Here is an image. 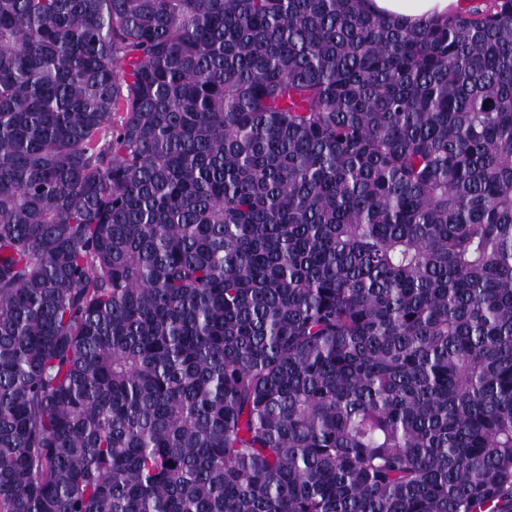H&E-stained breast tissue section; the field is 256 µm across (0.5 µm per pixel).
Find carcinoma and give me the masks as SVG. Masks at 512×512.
<instances>
[{
	"instance_id": "obj_1",
	"label": "carcinoma",
	"mask_w": 512,
	"mask_h": 512,
	"mask_svg": "<svg viewBox=\"0 0 512 512\" xmlns=\"http://www.w3.org/2000/svg\"><path fill=\"white\" fill-rule=\"evenodd\" d=\"M0 0V512H512V0ZM462 0H362L361 6L377 16L412 27L425 18L447 16L462 7Z\"/></svg>"
}]
</instances>
